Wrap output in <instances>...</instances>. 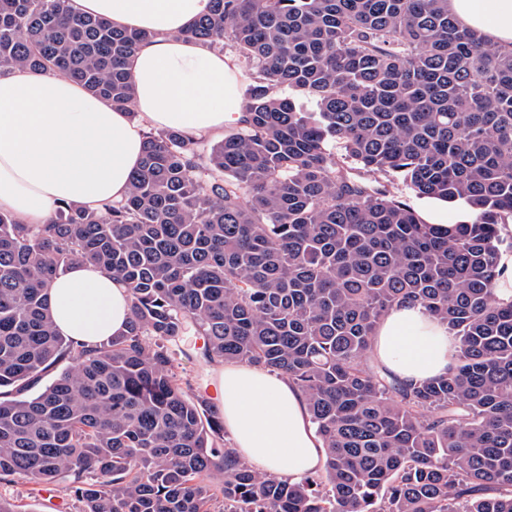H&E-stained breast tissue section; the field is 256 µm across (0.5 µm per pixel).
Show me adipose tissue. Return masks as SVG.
<instances>
[{
	"instance_id": "ef3b65f1",
	"label": "adipose tissue",
	"mask_w": 512,
	"mask_h": 512,
	"mask_svg": "<svg viewBox=\"0 0 512 512\" xmlns=\"http://www.w3.org/2000/svg\"><path fill=\"white\" fill-rule=\"evenodd\" d=\"M71 7L153 37L126 63L136 91L128 112L65 77L0 72V213L22 224L49 223L64 203L101 211L124 199L149 129L220 137L245 118L232 60L186 35L210 0H71ZM448 10L463 27L512 49V0H448ZM48 300L60 334L88 346L123 332L131 308L121 282L82 263L53 279ZM454 350L439 319L418 306L397 307L378 324L370 361L415 383L447 374ZM214 387L224 429L255 470L295 482L323 468L305 396L286 376L230 362L218 368Z\"/></svg>"
}]
</instances>
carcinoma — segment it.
I'll use <instances>...</instances> for the list:
<instances>
[{"instance_id": "carcinoma-1", "label": "carcinoma", "mask_w": 512, "mask_h": 512, "mask_svg": "<svg viewBox=\"0 0 512 512\" xmlns=\"http://www.w3.org/2000/svg\"><path fill=\"white\" fill-rule=\"evenodd\" d=\"M187 35L245 64L243 126L207 154L148 132L104 214L0 213V479L62 483L79 512H512V49L448 0H212ZM152 37L70 0H0V71L62 73L124 109L125 60ZM399 179L466 218L425 223ZM75 261L131 294L127 330L91 347L48 308ZM403 305L448 325L449 375L367 364ZM191 330L208 362L301 390L323 469L290 482L226 447L177 372Z\"/></svg>"}]
</instances>
